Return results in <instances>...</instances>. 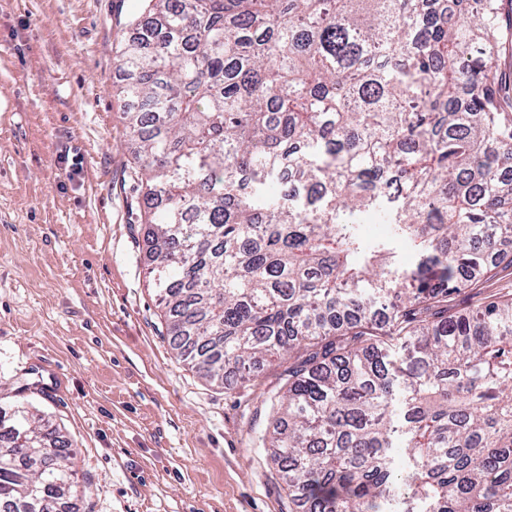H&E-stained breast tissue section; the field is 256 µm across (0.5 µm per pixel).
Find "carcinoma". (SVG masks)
Masks as SVG:
<instances>
[{"label": "carcinoma", "instance_id": "cac0c4a2", "mask_svg": "<svg viewBox=\"0 0 512 512\" xmlns=\"http://www.w3.org/2000/svg\"><path fill=\"white\" fill-rule=\"evenodd\" d=\"M140 2L117 92L177 355L293 359V512H512V297L446 305L512 250L502 0ZM70 447L0 405V512H62Z\"/></svg>", "mask_w": 512, "mask_h": 512}]
</instances>
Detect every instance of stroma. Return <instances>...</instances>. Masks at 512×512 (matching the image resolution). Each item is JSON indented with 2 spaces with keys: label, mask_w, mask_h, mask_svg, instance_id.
I'll use <instances>...</instances> for the list:
<instances>
[{
  "label": "stroma",
  "mask_w": 512,
  "mask_h": 512,
  "mask_svg": "<svg viewBox=\"0 0 512 512\" xmlns=\"http://www.w3.org/2000/svg\"><path fill=\"white\" fill-rule=\"evenodd\" d=\"M138 5L0 0V388L69 439L70 512H289L264 444L288 358L215 387L166 336L112 92ZM505 294L507 260L448 310Z\"/></svg>",
  "instance_id": "35a3bbf8"
}]
</instances>
